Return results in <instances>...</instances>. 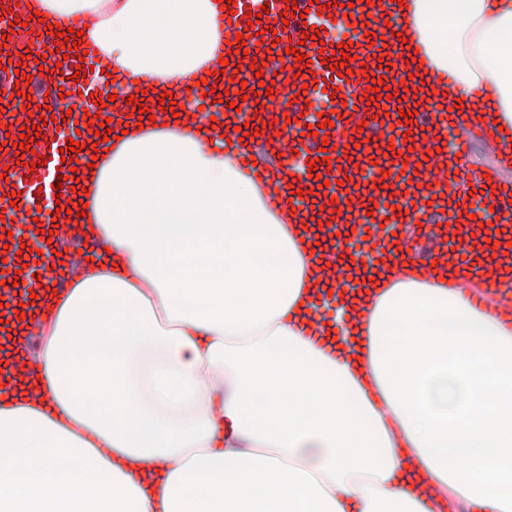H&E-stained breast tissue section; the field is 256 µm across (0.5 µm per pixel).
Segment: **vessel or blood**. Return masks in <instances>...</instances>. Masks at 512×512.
Segmentation results:
<instances>
[{"mask_svg":"<svg viewBox=\"0 0 512 512\" xmlns=\"http://www.w3.org/2000/svg\"><path fill=\"white\" fill-rule=\"evenodd\" d=\"M233 12L217 11L218 27L228 34L236 33L246 13H258L268 8L270 18L274 20V32L266 36L267 44L280 52V60L274 61L277 68V86L272 95L261 94L250 109L237 113L236 125H248L261 129V141L267 142L270 149L278 153L277 163L271 164L268 178L272 184L268 201L277 208L291 207L310 209V201L303 196L291 197L278 191L281 177L296 169L299 162L317 160L318 174L327 176L330 185L327 195L333 196L332 205L325 211L330 216L324 226L325 238L322 251L335 273H342L347 261L346 253L356 258H364L369 252L372 241L384 239L385 234L371 211L372 204L358 199L355 185L363 180H379L387 177L394 182L397 194L389 198V210L385 215L390 224L421 223L422 232L418 237H400L401 249L407 259L432 262L435 255L448 254L450 259H459L460 253L454 248L450 236L453 230H463L468 226L463 214L466 200L457 192V187L470 181L474 172L467 165L471 154L472 139L465 135V123L458 112L448 109L447 105L429 103L419 104L417 99L407 98L406 102L397 99L387 101L385 109L365 106L362 98L367 92V73H374L383 85L391 89L407 87L415 90V80L409 79V66L405 62V45L400 38L405 23L396 11L394 0L387 5L391 13L393 36L388 45L379 53H372L364 46L362 35H355L353 45L347 49L352 62L350 77L343 78L331 71L328 60L336 49L335 42H326L322 47L302 43L301 34L308 25H321L327 19H342L344 9L334 0H296L300 17L282 23L286 10L284 0H235ZM31 50L42 56L44 72L35 76L33 98L47 100L54 107V118L42 127L38 136L30 138L29 144L44 162L35 170L14 169L10 177L19 196L18 208L12 211L15 223L25 224L31 219V213L37 208L41 193L53 192L57 185L59 167H74V160H62V149L69 146V131L75 130L74 117L64 116L57 108L60 91H67L71 103L82 102L84 95L93 93L125 92L131 81L124 74L106 76L105 61L99 60L97 51H89L84 58L74 56L67 60H58L55 50L56 38L53 35L33 30L27 36ZM305 54V61H296V54ZM91 71V81L74 80L76 70ZM313 72L315 84H306L303 75ZM304 94L320 111H336L338 114L333 126L325 127L322 135L305 136L304 126L299 122L295 98ZM406 106L414 112L413 118L400 117L399 106ZM290 117V124H282V117ZM66 126V134H57L58 126ZM460 129L450 148L437 152L439 135ZM394 144L395 156L385 157L382 165H374L376 151L380 146ZM438 185L445 199L438 206L430 201L428 188ZM82 256L70 252L65 258H58L52 244L42 247L41 255L22 272L21 284L14 289L15 302L21 303L27 318L41 322L47 312L51 298L43 295L31 299L26 291L27 284L34 279H42L46 285H53L58 274L54 268L58 261L68 266L78 265ZM512 293V275L486 279L476 297V305L485 312L501 320L512 321V307L503 305L500 298Z\"/></svg>","mask_w":512,"mask_h":512,"instance_id":"1","label":"vessel or blood"}]
</instances>
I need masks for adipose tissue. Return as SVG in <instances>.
<instances>
[{
	"label": "adipose tissue",
	"instance_id": "adipose-tissue-1",
	"mask_svg": "<svg viewBox=\"0 0 512 512\" xmlns=\"http://www.w3.org/2000/svg\"><path fill=\"white\" fill-rule=\"evenodd\" d=\"M131 75L181 88L228 46L214 0H38ZM407 57L470 128L512 155V0H403ZM490 94L476 110V90ZM129 121L78 153L87 259L53 297L21 389L0 394V512H433L419 487L512 512V325L473 273L383 251L355 267L334 337L301 329L320 287L304 221L272 209L250 140L184 117Z\"/></svg>",
	"mask_w": 512,
	"mask_h": 512
}]
</instances>
